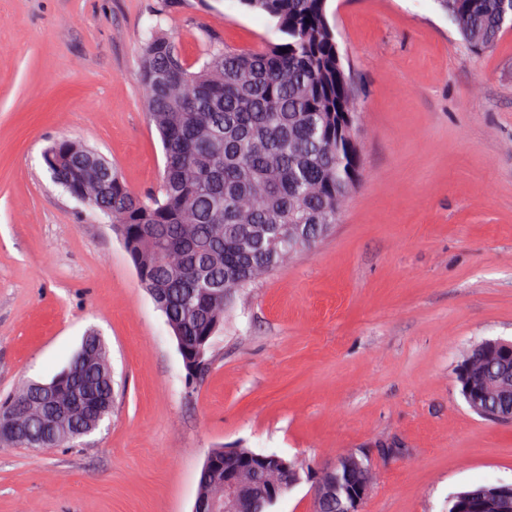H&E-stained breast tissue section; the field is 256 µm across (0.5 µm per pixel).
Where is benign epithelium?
<instances>
[{
    "label": "benign epithelium",
    "mask_w": 512,
    "mask_h": 512,
    "mask_svg": "<svg viewBox=\"0 0 512 512\" xmlns=\"http://www.w3.org/2000/svg\"><path fill=\"white\" fill-rule=\"evenodd\" d=\"M473 357L466 369L467 396L473 403L490 389L489 379L498 385L495 394L494 416L497 422L512 423V342L502 339H484L472 346ZM365 455L348 452L323 470L313 486L318 503H336V512H362V506L371 492V468L363 465ZM244 461L228 448L224 454V512H246L239 495L238 473ZM298 473L279 465L275 480L269 485L271 496L284 485L294 484ZM451 512H512V482L502 481L491 489L468 492L457 498Z\"/></svg>",
    "instance_id": "7a95c632"
}]
</instances>
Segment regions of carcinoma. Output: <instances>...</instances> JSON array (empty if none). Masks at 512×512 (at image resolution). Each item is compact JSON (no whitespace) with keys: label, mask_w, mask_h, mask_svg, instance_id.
Returning <instances> with one entry per match:
<instances>
[{"label":"carcinoma","mask_w":512,"mask_h":512,"mask_svg":"<svg viewBox=\"0 0 512 512\" xmlns=\"http://www.w3.org/2000/svg\"><path fill=\"white\" fill-rule=\"evenodd\" d=\"M276 21L280 42L239 50L211 38L203 62L187 63L156 14L141 63L146 109L163 149L157 191L132 192L112 171L103 203L112 231L142 288L178 341L186 380L212 363L216 338L236 296L311 247L284 241L279 228L305 224L326 236L359 185L358 112L329 0H238ZM474 51L512 27V0H435ZM101 155L71 139L42 154L64 193L87 187ZM39 399L32 381L0 401V447L48 450L112 412V366L105 341L85 336ZM270 474L246 471L242 494L267 512ZM201 512L224 506V447L207 454L197 486Z\"/></svg>","instance_id":"1"}]
</instances>
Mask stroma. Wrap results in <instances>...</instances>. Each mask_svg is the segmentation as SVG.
Here are the masks:
<instances>
[{"label": "stroma", "mask_w": 512, "mask_h": 512, "mask_svg": "<svg viewBox=\"0 0 512 512\" xmlns=\"http://www.w3.org/2000/svg\"><path fill=\"white\" fill-rule=\"evenodd\" d=\"M161 9L191 63L211 37L280 40L238 0H0V397L50 381L91 328L117 393L77 447H0V512H192L218 446L308 466L271 512H315L314 475L350 451L376 472L363 512H448L461 486L511 482L512 423L472 413L455 369L512 339V32L475 52L435 0H330L360 185L328 237L238 296L191 386L110 224L41 158L69 138L156 188L140 62Z\"/></svg>", "instance_id": "1"}]
</instances>
